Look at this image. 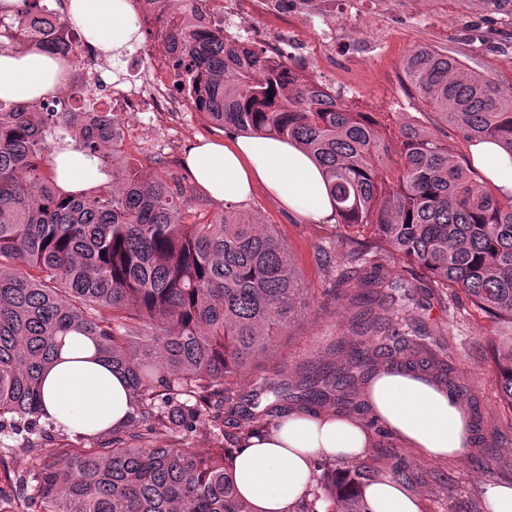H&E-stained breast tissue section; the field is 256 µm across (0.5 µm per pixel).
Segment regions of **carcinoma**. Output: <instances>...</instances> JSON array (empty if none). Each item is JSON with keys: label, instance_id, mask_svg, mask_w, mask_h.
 Returning a JSON list of instances; mask_svg holds the SVG:
<instances>
[{"label": "carcinoma", "instance_id": "1", "mask_svg": "<svg viewBox=\"0 0 512 512\" xmlns=\"http://www.w3.org/2000/svg\"><path fill=\"white\" fill-rule=\"evenodd\" d=\"M37 0L10 23L0 51L24 44L57 56L59 24ZM204 0H185L163 39L176 93L203 119L237 134L294 141L325 173L337 223L348 235L322 265L340 267L329 296H364L340 365L296 386L257 387L239 379L305 313L312 297L286 243L271 224L232 208L209 216L181 179L160 169L146 179L112 112H45V100H0V433L38 434L32 466L0 477L33 490L23 512H249L227 462L231 448L203 454L160 436L193 428L211 407L226 410L221 436L240 442L265 428L260 395L321 406L353 404L358 383L383 364L432 376L454 395L445 329L419 328L424 310L465 299L490 320L512 325V197L498 198L448 152L453 128L512 151V83L505 86L428 47L410 51L406 80L438 121L392 129L380 112L344 104L285 55L247 45L197 23ZM486 24H512V0H463ZM100 162L108 182L67 193L51 155L69 142ZM426 296L394 308L389 290L406 277ZM136 324L137 333H129ZM89 337L125 376L133 415L108 439L80 435L79 448L54 443L40 426L41 376L65 337ZM494 382L512 412V336L492 342ZM392 477H422L395 455ZM361 464L319 462L314 489L295 512H369Z\"/></svg>", "mask_w": 512, "mask_h": 512}]
</instances>
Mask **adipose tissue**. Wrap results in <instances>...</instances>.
<instances>
[{
  "label": "adipose tissue",
  "instance_id": "1",
  "mask_svg": "<svg viewBox=\"0 0 512 512\" xmlns=\"http://www.w3.org/2000/svg\"><path fill=\"white\" fill-rule=\"evenodd\" d=\"M68 13L100 55L117 60L139 42L128 0H68ZM63 80L60 61L36 52H0V100L31 103ZM473 164L502 197L512 196V157L492 142L470 146ZM185 164L212 198L246 203L263 187L288 211L316 223H336L321 168L297 143L271 136L202 140ZM57 184L79 192L100 184L98 165L75 147L54 156ZM41 396L47 420L70 434L89 435L125 424L133 408L126 383L85 336L65 339L46 369ZM375 426L434 461L465 458L471 449L466 410L458 398L426 377L384 369L365 388ZM372 433L347 414L292 411L236 449L229 469L251 512H294L312 485L317 459H362ZM370 512H420L419 502L387 476L369 482Z\"/></svg>",
  "mask_w": 512,
  "mask_h": 512
}]
</instances>
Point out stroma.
Here are the masks:
<instances>
[{
	"label": "stroma",
	"mask_w": 512,
	"mask_h": 512,
	"mask_svg": "<svg viewBox=\"0 0 512 512\" xmlns=\"http://www.w3.org/2000/svg\"><path fill=\"white\" fill-rule=\"evenodd\" d=\"M244 24L259 23L270 33L289 38L300 32L305 40L303 53H294L290 63H301L312 78L328 86L337 97L368 112H393L410 122H430V109L408 89L403 61L419 46H428L465 62L477 71L490 72L504 84L512 82V37L495 33L487 41L472 40L479 17L463 0H333L323 15L282 13L253 17L244 14ZM128 148L145 173L163 165L183 175L189 147L198 139H220L224 132L204 122L198 113H182L176 127L166 121L139 123L127 115ZM244 211L258 222L274 225L286 241L305 284L318 292L305 318L295 322L267 352L264 367H280L291 372L313 359H328L329 350L351 331L355 305H334L321 299L323 289L332 287L335 275L319 261L322 250L330 248L339 232L333 224L301 220L264 191H256L244 204ZM426 326L447 328L452 344V366L467 388L463 402H476L477 426L481 436L503 434L499 452L512 457V430L496 396L489 356L491 341L501 330L467 303L421 311ZM223 410L202 415L193 429L176 438L159 437L157 446L188 443L207 452L219 447ZM416 471L424 478L413 492L420 512H455L462 503H484L488 482L512 484V470L479 454L463 461L435 462L407 451Z\"/></svg>",
	"instance_id": "1"
}]
</instances>
